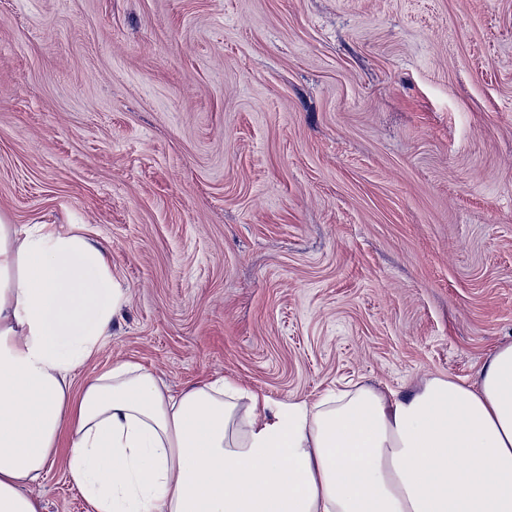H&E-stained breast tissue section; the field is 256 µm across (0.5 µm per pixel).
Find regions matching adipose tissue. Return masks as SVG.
Masks as SVG:
<instances>
[{"mask_svg": "<svg viewBox=\"0 0 512 512\" xmlns=\"http://www.w3.org/2000/svg\"><path fill=\"white\" fill-rule=\"evenodd\" d=\"M126 300L81 227L0 213V512H42L61 454L94 512H512V343L408 393L172 394L132 361L73 393Z\"/></svg>", "mask_w": 512, "mask_h": 512, "instance_id": "adipose-tissue-1", "label": "adipose tissue"}]
</instances>
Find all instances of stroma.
I'll return each instance as SVG.
<instances>
[{"label": "stroma", "mask_w": 512, "mask_h": 512, "mask_svg": "<svg viewBox=\"0 0 512 512\" xmlns=\"http://www.w3.org/2000/svg\"><path fill=\"white\" fill-rule=\"evenodd\" d=\"M0 212L128 299L74 388L470 383L512 343V0H0ZM43 512H93L64 458Z\"/></svg>", "instance_id": "35a3bbf8"}]
</instances>
